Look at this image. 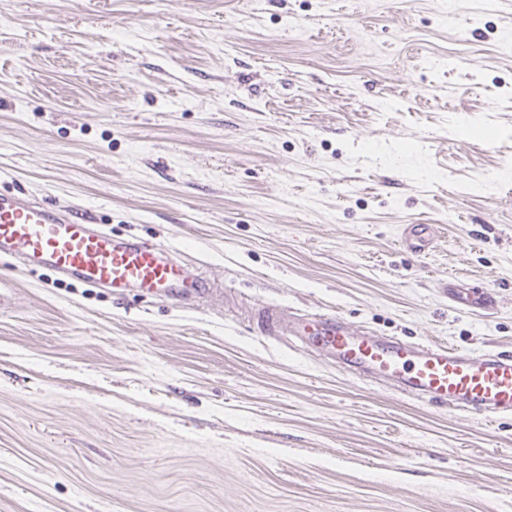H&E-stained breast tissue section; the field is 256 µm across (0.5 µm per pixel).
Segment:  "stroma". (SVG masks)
I'll return each mask as SVG.
<instances>
[{
  "label": "stroma",
  "instance_id": "obj_1",
  "mask_svg": "<svg viewBox=\"0 0 512 512\" xmlns=\"http://www.w3.org/2000/svg\"><path fill=\"white\" fill-rule=\"evenodd\" d=\"M0 191L221 289L120 300L0 257V512H512V418L254 318L512 351V0H0ZM403 243L413 252H424L430 247L431 237L427 224H411L403 233ZM448 298L454 302L472 309V311L486 312L493 308L495 299L489 292H476L466 288L457 280H448ZM257 322L267 336H276L281 329L282 315L275 305H262L257 309Z\"/></svg>",
  "mask_w": 512,
  "mask_h": 512
}]
</instances>
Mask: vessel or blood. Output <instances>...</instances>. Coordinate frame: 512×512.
I'll use <instances>...</instances> for the list:
<instances>
[{
	"label": "vessel or blood",
	"mask_w": 512,
	"mask_h": 512,
	"mask_svg": "<svg viewBox=\"0 0 512 512\" xmlns=\"http://www.w3.org/2000/svg\"><path fill=\"white\" fill-rule=\"evenodd\" d=\"M403 242L410 251H425L431 244L428 226L405 228ZM2 255L23 261L31 271L49 270L116 295L134 289L145 298L163 296L195 306L212 291L170 247L116 238L84 213L61 212L43 202L0 193ZM448 296L477 312L495 304L491 293L473 291L453 279ZM281 320L277 306L257 310L266 335H276ZM287 330L304 350L346 373L387 383L401 395L455 413L512 417L511 352L473 354L442 342L378 336L354 329L341 314L331 312L296 315Z\"/></svg>",
	"instance_id": "b4317fda"
}]
</instances>
